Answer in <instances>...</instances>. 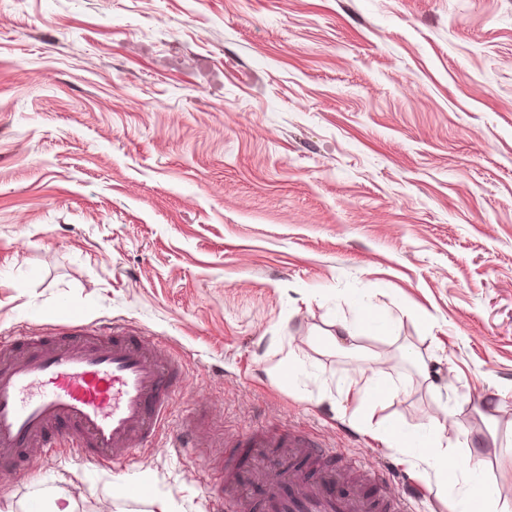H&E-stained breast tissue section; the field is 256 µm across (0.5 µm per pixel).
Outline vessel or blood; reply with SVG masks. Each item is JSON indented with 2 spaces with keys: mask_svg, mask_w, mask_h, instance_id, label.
<instances>
[{
  "mask_svg": "<svg viewBox=\"0 0 512 512\" xmlns=\"http://www.w3.org/2000/svg\"><path fill=\"white\" fill-rule=\"evenodd\" d=\"M182 382L181 361L125 325L0 336V473L15 468L23 451L52 448L60 428L81 458L121 468L164 427ZM197 428L194 417L185 418L175 448L208 454ZM245 445L256 459L248 469L199 476L217 486L223 512H409L383 472L349 480L346 469L328 462L327 449L306 436L258 428Z\"/></svg>",
  "mask_w": 512,
  "mask_h": 512,
  "instance_id": "1",
  "label": "vessel or blood"
}]
</instances>
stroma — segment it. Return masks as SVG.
<instances>
[{
	"instance_id": "stroma-1",
	"label": "stroma",
	"mask_w": 512,
	"mask_h": 512,
	"mask_svg": "<svg viewBox=\"0 0 512 512\" xmlns=\"http://www.w3.org/2000/svg\"><path fill=\"white\" fill-rule=\"evenodd\" d=\"M64 310L183 385L122 470L32 452L0 512H213L169 446L188 415L459 512L381 438L430 422L512 506V0H0V336ZM378 365L370 412L348 385Z\"/></svg>"
}]
</instances>
